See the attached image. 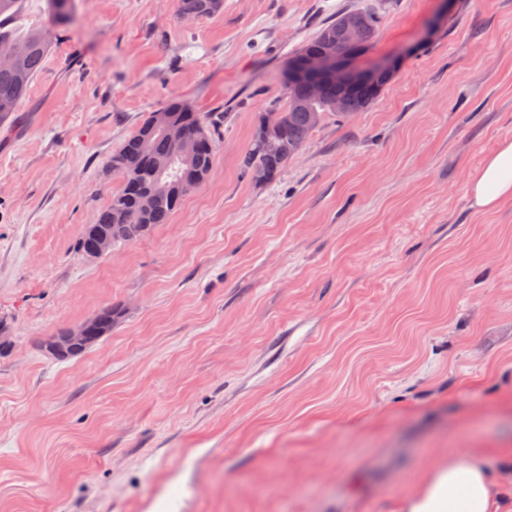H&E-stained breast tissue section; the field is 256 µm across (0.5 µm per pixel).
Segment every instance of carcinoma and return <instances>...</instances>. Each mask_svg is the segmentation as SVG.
Returning <instances> with one entry per match:
<instances>
[{
  "label": "carcinoma",
  "instance_id": "1",
  "mask_svg": "<svg viewBox=\"0 0 512 512\" xmlns=\"http://www.w3.org/2000/svg\"><path fill=\"white\" fill-rule=\"evenodd\" d=\"M24 2L0 0V45H11L17 53L14 66H0V121L9 119L17 111L51 46L48 28L16 26ZM46 6L56 30L62 31L70 25L72 0H46ZM222 6L223 0H178V13L186 19L206 18L219 12ZM349 19L357 21V46L371 49L378 32V17L370 10L348 11L336 15L291 58L297 59L310 52L335 51L342 41L343 24ZM387 83L388 78L384 76L356 87L327 81L320 96L312 99L304 82H284L283 103L259 113L256 118L252 140L243 157L245 173L255 182L272 181L288 160L300 153L318 127L314 114L323 117L334 112L340 118L353 117L368 108ZM161 112L169 123L182 127L196 142L195 153L190 158H178V146L156 130L158 113H151L112 155V169L121 174L122 181L109 202L98 211L95 224L82 233L79 248L84 254L93 250L92 228L111 234L117 246L134 243L159 225L170 223L186 189L208 179L218 146L216 129L221 118L216 114L202 115L183 101L172 102ZM270 142L280 144L282 149L268 151ZM156 158L173 161L162 178L153 167ZM132 210L142 212L138 225L129 224L125 218Z\"/></svg>",
  "mask_w": 512,
  "mask_h": 512
}]
</instances>
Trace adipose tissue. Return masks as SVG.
<instances>
[{
    "label": "adipose tissue",
    "instance_id": "obj_1",
    "mask_svg": "<svg viewBox=\"0 0 512 512\" xmlns=\"http://www.w3.org/2000/svg\"><path fill=\"white\" fill-rule=\"evenodd\" d=\"M469 200L480 212L512 201V140L489 152L469 183ZM504 484L496 480L475 449L449 454L425 465L399 512H502Z\"/></svg>",
    "mask_w": 512,
    "mask_h": 512
}]
</instances>
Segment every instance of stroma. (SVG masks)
<instances>
[{
  "label": "stroma",
  "instance_id": "35a3bbf8",
  "mask_svg": "<svg viewBox=\"0 0 512 512\" xmlns=\"http://www.w3.org/2000/svg\"><path fill=\"white\" fill-rule=\"evenodd\" d=\"M369 9L398 70L274 180L241 159L288 57ZM220 112L210 176L100 258L76 242L151 112ZM512 0H75L0 125V512H398L423 464L512 448ZM112 306L81 356L44 349ZM178 13L182 18L199 19L210 17L219 12L222 0H178ZM469 200L479 212L493 211L512 201V140L500 141L485 156L469 183Z\"/></svg>",
  "mask_w": 512,
  "mask_h": 512
}]
</instances>
